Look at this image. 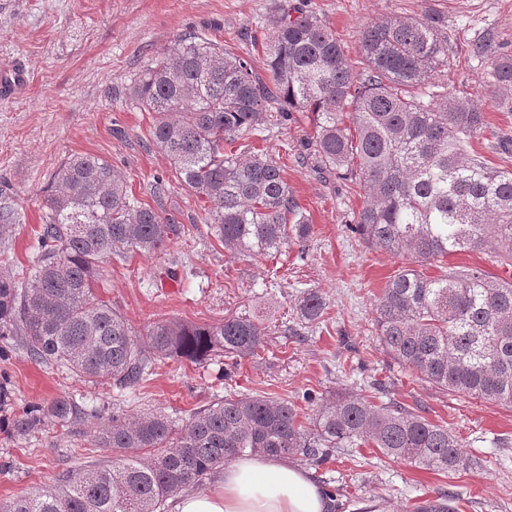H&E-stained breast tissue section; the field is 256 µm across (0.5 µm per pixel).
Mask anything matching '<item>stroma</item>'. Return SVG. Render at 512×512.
<instances>
[{"label":"stroma","mask_w":512,"mask_h":512,"mask_svg":"<svg viewBox=\"0 0 512 512\" xmlns=\"http://www.w3.org/2000/svg\"><path fill=\"white\" fill-rule=\"evenodd\" d=\"M277 0H0V64L28 73L22 92L0 97V204L15 222L0 240V271L30 274L37 255L44 195L52 175L71 155L109 160L134 197L154 204L156 180H170L169 160L153 146L149 113L128 102L130 79L148 59L182 36L207 38L265 68L262 44ZM335 32L352 65L359 34L387 15L423 11L444 15L448 65L433 76L437 97L465 90L487 112L491 128L471 149L495 167L512 169V153L496 148V131L512 134V112L499 109L490 69L473 53L484 30H494L512 55V0H306ZM311 114L295 113L279 128L247 136L284 166L309 214L314 235L277 257H243L225 250L202 221L203 203L172 184L162 201L192 230L164 252L135 254L106 265L99 294L112 301L135 332L166 319L214 324L249 317L265 332L259 358H218L208 365L184 360L157 364L143 385L120 391L31 361L18 344L0 358V380L14 392L0 411V502L54 485L59 472L105 461L111 449L46 423L18 439L11 413L68 395L110 415L158 410L187 419L228 394H263L303 405L305 392L349 388L420 409L448 426L464 444L470 469L438 475L385 459L372 448L333 452L313 477L336 492L335 512H414L440 490L460 492L459 512H512V406L445 392L398 365L383 349L375 324L377 298L403 257L366 244L348 224L363 197L350 184L325 181L297 159L312 137ZM319 291L327 315L304 336H288L303 292ZM381 381L375 393L371 381Z\"/></svg>","instance_id":"35a3bbf8"}]
</instances>
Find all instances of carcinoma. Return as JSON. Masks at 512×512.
Segmentation results:
<instances>
[{
  "label": "carcinoma",
  "mask_w": 512,
  "mask_h": 512,
  "mask_svg": "<svg viewBox=\"0 0 512 512\" xmlns=\"http://www.w3.org/2000/svg\"><path fill=\"white\" fill-rule=\"evenodd\" d=\"M361 52L356 69L320 17L284 5L266 37L265 75L221 45L181 37L133 77L129 97L153 114L152 143L178 185L207 203L204 223L242 255L275 257L307 241L313 227L284 169L235 143L312 113L315 131L299 159L359 185L364 200L349 227L411 261L378 297L385 351L440 390L512 405V278L472 267L420 270L469 250L512 267V170L467 149L489 125L473 99L436 102L423 91L448 65L439 17H383L363 29ZM475 54L488 61L497 105L512 112V55L497 53L491 31ZM43 207L31 278L0 272V337L15 339L32 361L130 388L164 360L260 355L265 333L250 318L166 319L138 334L96 292L112 259L158 253L191 235L174 215L136 200L111 162L69 158ZM296 313L301 327L316 326L326 302L308 291ZM311 403L309 427L293 403L253 394L218 398L180 424L158 411L98 417L86 434L112 449V459L66 470L55 485L0 503V512H165L167 499L246 454L320 465L333 448L368 446L437 473L471 466L448 427L395 400L376 404L341 389ZM88 416L60 396L23 409L12 429L27 436L48 421L75 427ZM458 501L442 491L416 512H458Z\"/></svg>",
  "instance_id": "1"
}]
</instances>
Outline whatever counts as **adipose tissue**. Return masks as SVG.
Instances as JSON below:
<instances>
[{"instance_id": "obj_1", "label": "adipose tissue", "mask_w": 512, "mask_h": 512, "mask_svg": "<svg viewBox=\"0 0 512 512\" xmlns=\"http://www.w3.org/2000/svg\"><path fill=\"white\" fill-rule=\"evenodd\" d=\"M325 487L299 467L245 455L225 466L211 489L182 495L175 512H329Z\"/></svg>"}]
</instances>
